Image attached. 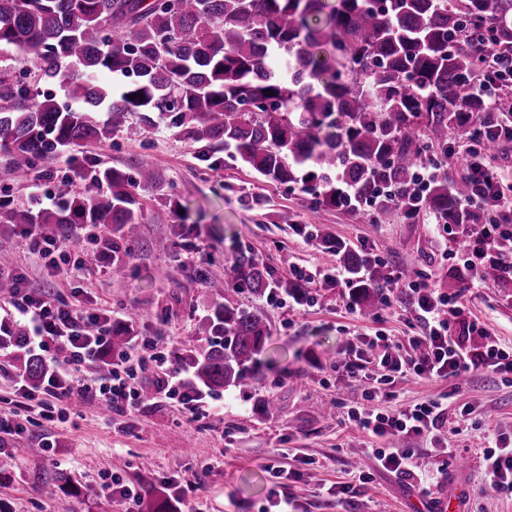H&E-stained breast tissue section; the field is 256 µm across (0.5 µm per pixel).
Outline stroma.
<instances>
[{"label":"stroma","mask_w":512,"mask_h":512,"mask_svg":"<svg viewBox=\"0 0 512 512\" xmlns=\"http://www.w3.org/2000/svg\"><path fill=\"white\" fill-rule=\"evenodd\" d=\"M83 154L103 167L148 159L165 181L174 183L178 207L165 204L156 191L140 190L141 236L121 270L95 260L89 241L84 254H68L59 258L58 268H50L28 252L20 225L0 223V272L23 273L32 292L80 302L115 320L137 313L141 341L127 353L136 366L142 359L148 365L137 367L132 384L151 385L154 396L130 414L76 397L66 422L36 424L19 436L1 434L15 457L13 467L0 473V504L8 512H139L138 502L98 493V483L112 474L142 496L171 480L189 482L188 491L173 500L175 512H261L273 486L271 464L303 469L307 485L300 512H438L451 496L458 498L461 512H512V495L481 486L489 430L512 438V381L500 375L480 369L460 379L397 380L394 402L380 401L379 409L447 396L438 432L466 466L442 462L433 443H416L415 462L431 477L426 494L379 467L370 454L377 440L347 420L349 409L363 405L366 384L349 378L338 364L355 336L382 331L407 346L409 337L421 331L415 305L398 291L380 317L363 315L345 281L325 279L338 265L335 254L305 232L320 225L379 259L393 276L423 277L439 293L457 297L463 319L483 324L487 334L471 336L472 348L491 340L512 351V278L473 287L467 271L449 256L470 229L460 225L443 238L425 215L410 222L394 214L367 224L345 207L315 211L311 195L299 187L263 179L227 157L208 168L197 159L194 144L162 123L135 135L115 133L87 145ZM72 156L68 149H57L19 182L0 154V197L40 206L56 179L70 175ZM281 212L290 213L292 223H277ZM159 238L173 240V248L154 249ZM285 251L292 256L288 267L281 262ZM243 256L254 257L277 279H294L299 268L310 271L304 282L308 297L233 296L234 304L264 316L269 361L244 385L210 394V401L223 408L222 423L207 417L190 422L182 402L165 397V374L181 368L174 352L192 336L210 304L209 280L224 278ZM259 398L277 400L278 421L255 413ZM32 442L44 446L42 455L27 454ZM357 471L366 475V483L357 484L352 497L337 505L330 487L351 482ZM62 472L78 483V493L61 490Z\"/></svg>","instance_id":"35a3bbf8"}]
</instances>
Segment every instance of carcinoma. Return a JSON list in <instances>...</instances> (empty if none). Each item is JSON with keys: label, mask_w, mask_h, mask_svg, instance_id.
I'll list each match as a JSON object with an SVG mask.
<instances>
[{"label": "carcinoma", "mask_w": 512, "mask_h": 512, "mask_svg": "<svg viewBox=\"0 0 512 512\" xmlns=\"http://www.w3.org/2000/svg\"><path fill=\"white\" fill-rule=\"evenodd\" d=\"M0 0V47L33 58L38 77L65 88L68 102L32 90L0 70V153L28 175L59 146L83 148L129 127L159 122L200 145L210 160L222 150L282 185L303 184L317 210L343 207L348 193L374 203L369 221L393 212L408 219L425 209L439 224H477L468 207L471 183L448 182L433 143L453 134L479 140L512 103V83L488 77L498 105L478 92V56L464 44L486 41L512 52V0ZM124 77L117 90L99 73ZM271 94L266 95L264 91ZM433 176L423 200L414 195L422 167ZM49 208L13 206L0 198V222L38 225L63 234L109 224L113 254L129 252L142 224L137 189L160 188L154 166L99 168L74 158ZM336 252L362 310L375 312L381 292L399 287L385 266L314 230ZM276 289L298 300L299 280L271 281L252 258L210 282L208 313L195 335L208 348L175 352L187 388L205 393L239 386L258 364L269 327L231 293ZM134 315L110 335L112 353L126 348ZM26 329L0 327V347L38 383L49 364L25 349Z\"/></svg>", "instance_id": "1"}]
</instances>
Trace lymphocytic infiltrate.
Instances as JSON below:
<instances>
[{
    "instance_id": "lymphocytic-infiltrate-1",
    "label": "lymphocytic infiltrate",
    "mask_w": 512,
    "mask_h": 512,
    "mask_svg": "<svg viewBox=\"0 0 512 512\" xmlns=\"http://www.w3.org/2000/svg\"><path fill=\"white\" fill-rule=\"evenodd\" d=\"M467 155L464 177L477 189L472 202L485 212L486 222L462 243L455 257L475 282L481 281L482 271L490 262H500L503 273L512 275V263H501L498 249L500 239L512 240V218L503 212L506 201L500 175L487 161L486 144L468 146ZM15 280L11 305L29 326L30 348L50 354L60 367L36 389L29 388L25 381H17L15 410L11 419H0V430L23 432L21 412L32 406L44 420L63 419L67 413L66 402L76 393L98 400L110 411L131 408L138 391L128 382L130 368L126 354L113 357L109 375L98 388L88 387L79 379L85 366L97 364L107 351L109 317L48 296L34 295L23 274H16ZM403 288L413 297L417 315L427 332L410 337L415 352L408 356L381 333L361 337L350 348L343 362L348 376L356 379L362 373H369L372 385L365 393L366 406L349 410L347 418L370 437L382 440V447L372 451L382 469L420 487L425 477L414 465V449L397 447L396 442L406 437H429L444 418L443 399L432 397L409 408L387 411L372 408V401L391 396L396 379L406 376L433 382L444 377L461 378L481 368L511 375L512 354L495 343L481 350L465 344L453 331V323L460 314L456 300L430 288L425 280L405 281ZM481 483L498 492L512 493V448L485 449Z\"/></svg>"
}]
</instances>
